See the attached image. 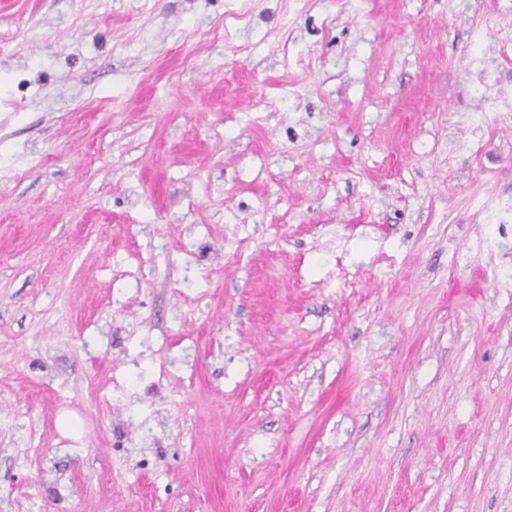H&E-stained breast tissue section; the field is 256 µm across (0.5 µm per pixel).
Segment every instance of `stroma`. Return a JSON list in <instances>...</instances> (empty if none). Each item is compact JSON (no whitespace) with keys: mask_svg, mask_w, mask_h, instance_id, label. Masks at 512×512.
<instances>
[{"mask_svg":"<svg viewBox=\"0 0 512 512\" xmlns=\"http://www.w3.org/2000/svg\"><path fill=\"white\" fill-rule=\"evenodd\" d=\"M0 512H512V0H0Z\"/></svg>","mask_w":512,"mask_h":512,"instance_id":"1","label":"stroma"}]
</instances>
